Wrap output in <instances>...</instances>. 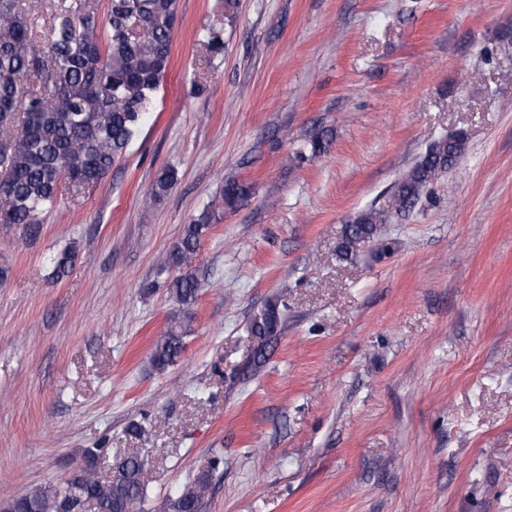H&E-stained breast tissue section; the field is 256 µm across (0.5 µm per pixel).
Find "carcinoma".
I'll return each mask as SVG.
<instances>
[{"label": "carcinoma", "instance_id": "cac0c4a2", "mask_svg": "<svg viewBox=\"0 0 512 512\" xmlns=\"http://www.w3.org/2000/svg\"><path fill=\"white\" fill-rule=\"evenodd\" d=\"M177 0H108L100 15L95 0H57L48 34L37 40L23 0H0V224L17 226L36 239L41 215L56 202L61 185L74 192L98 186L125 154L151 111L160 79L172 55ZM211 56L223 53L222 31L211 27L204 39ZM465 148V135L444 137L396 186L399 210H411L423 191L452 167ZM176 179L161 171L152 189L162 197ZM249 195V187L230 179L219 199L187 225L180 241L163 257L160 272L184 315L197 298L192 269L203 233ZM383 215L368 211L345 225L339 253L349 256L371 242ZM72 253L53 258L52 276L61 279ZM283 322L279 304L268 302L250 325L257 340L253 367L266 362L267 348ZM183 321L175 316L152 351L159 372L176 363L183 348ZM98 449L86 451L82 465L59 486L0 502V512H80L89 502L95 512H131L141 498V463L127 458L107 481L97 476ZM212 472H199L158 512H205Z\"/></svg>", "mask_w": 512, "mask_h": 512}]
</instances>
